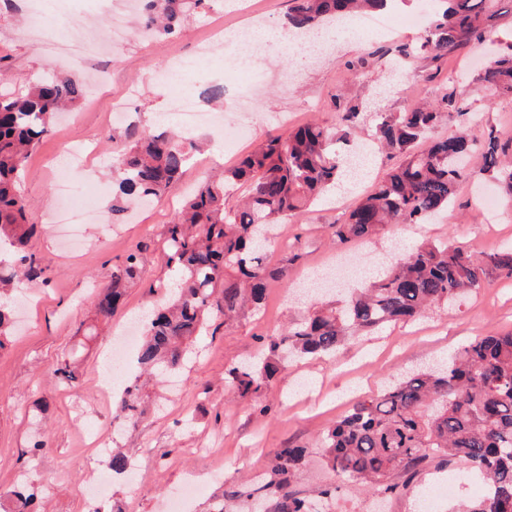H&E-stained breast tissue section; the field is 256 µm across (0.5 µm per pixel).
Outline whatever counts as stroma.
Segmentation results:
<instances>
[{"instance_id":"stroma-1","label":"stroma","mask_w":512,"mask_h":512,"mask_svg":"<svg viewBox=\"0 0 512 512\" xmlns=\"http://www.w3.org/2000/svg\"><path fill=\"white\" fill-rule=\"evenodd\" d=\"M243 2L208 0L205 9L176 34L155 38L149 46L132 38L114 42L104 30H97L103 77L88 90L71 120L59 121L38 143L17 184L19 194L31 203L29 221L34 226L25 250L45 273L26 287L33 303L22 307L20 317L28 321V330L15 334L0 351V494H8L22 481L32 482L44 490L40 512H92L86 487L99 472L107 471V448L94 452L86 448L82 437L86 429L101 430L107 447L124 448L137 474L133 482L113 479L104 512H111L116 500L124 512H167L169 500L190 480L202 487L191 512H207L213 495L262 474L273 449L294 445L305 446L309 453L293 487L312 494L331 479L319 439L346 413L351 398L377 394L388 381L448 357L474 337L512 331V278L495 275L451 307H436L416 321L348 340L333 357L291 360L275 382L247 399L228 394L226 368L254 357L258 336L278 332L308 313L310 304L301 287L336 262L332 227L343 221L359 197L358 191L342 190L281 225L282 235L292 244L285 248L270 244L269 257L272 267L284 270L285 276L270 282L262 311L247 308L231 322L212 321L208 335L171 383L145 388L146 412L137 425L115 417V400L102 398L98 386L108 379L115 390H122L138 370L131 362L123 372L114 371L108 359L111 331L81 347L80 331L93 317L91 299L109 281L113 268L136 250L143 274L113 316V329L159 303L165 285L174 279L161 250L168 224L186 196L233 159L224 153L222 134L208 128L191 131V138L204 141L205 147L195 153L179 185L159 202L135 206L126 223H109L115 186L106 173L122 146L123 129L108 125L107 114L113 98L133 86L137 89L133 109L141 128L181 130L180 118L171 110L174 90L156 79L166 64L165 55L172 50L191 54L213 24L242 23ZM422 4L423 0H409L406 7L390 12L395 23L390 35H367L356 49L331 41L315 61L296 59L291 52L266 51L242 66L230 49L216 47L182 88L197 94L223 86V100L212 102L210 108L223 113L228 123L239 119L243 107L256 111L250 137L236 149L240 155L278 132L282 115L298 124L316 122L334 128L339 122L335 101L359 105L370 115L396 113L435 99L446 86L455 89L479 126L496 129L502 142L512 141V100L495 97L478 82L481 67L473 63L471 51L440 59L421 52L403 66L395 65L390 47L421 41L422 27L404 26L400 20L418 13ZM32 8L33 0H12L10 7L0 9V56L6 57L15 85L22 87L62 70L78 76L89 71L85 53L61 58L47 52L39 34L30 28ZM349 60L362 63L365 77L346 69ZM79 143L90 146L88 167L71 181L70 192L78 200L94 193L99 199L94 218L80 227L81 244L74 250L58 236L50 217L58 206L55 182L67 163L66 150ZM479 187L498 198L501 217L490 226L488 238L477 244L475 256L512 244V194L482 174L459 185L440 223L388 225L356 245L352 258L366 270L393 241L413 246L450 237L468 241L481 227L482 215L475 205ZM73 350L81 373L78 396L51 375ZM264 406L269 409L265 415L260 412ZM37 434L47 438L49 449L34 462L28 449ZM449 479L455 496L437 502L433 512H450L453 502L478 498L482 492L477 475H452L433 462L404 493L388 500L346 486L332 500L329 512H424L430 490Z\"/></svg>"}]
</instances>
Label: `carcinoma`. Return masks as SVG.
Returning <instances> with one entry per match:
<instances>
[{
	"label": "carcinoma",
	"mask_w": 512,
	"mask_h": 512,
	"mask_svg": "<svg viewBox=\"0 0 512 512\" xmlns=\"http://www.w3.org/2000/svg\"><path fill=\"white\" fill-rule=\"evenodd\" d=\"M208 0H141L140 25L155 35H172ZM387 0H291L286 25L303 38L324 22L379 10ZM422 42L396 49L397 59L415 52L438 59L485 42L505 14L506 0H440ZM498 96L512 99V45L479 73ZM84 97V86L68 74L0 94V238L24 250L33 225L29 201L16 193L17 177L32 148L56 115ZM464 116L453 92L444 88L433 103L420 102L399 113L375 116V139L399 165L364 194L347 220L335 225L333 241L351 245L376 235L385 224H428L448 209L470 164L512 192V156L492 130L463 129L443 139L429 133L445 113ZM363 123L357 105L339 109V128L308 123L268 136L217 178L201 183L167 226L162 249L175 270L170 298L145 320L137 363L161 377L180 368L216 317L232 320L246 305L257 309L269 280L285 277L267 261L263 232L303 213L336 189L344 177V157L334 145L358 138ZM127 146L112 160V178L124 195L145 202L159 199L179 181L198 143L146 130L127 133ZM243 188L235 204L227 188ZM33 255L19 266H0V350L13 334L11 305L24 282L41 276ZM141 274L140 256L129 253L112 270L110 283L93 298V322L82 345L98 335L123 303L128 286ZM512 278V246L483 259L463 244H429L400 257L361 288H350L340 306L319 301L312 313L272 336L258 337L264 357L227 370L228 390L246 398L284 370L288 355H331L347 338L410 320L429 308L451 304L481 288L491 275ZM53 375L76 385V361L66 360ZM140 386L127 387L119 412L133 425L141 413ZM322 455L334 482L314 497L299 495L292 480L305 459L302 447L273 451L269 472L252 485H235L214 498L209 512H228L241 500L249 512H320L346 484L366 494L387 496L405 486L423 464L439 458L475 472L483 496L458 512H512V332L477 336L450 359L413 373L383 393L357 400L321 438ZM112 476L131 468L119 448L108 455ZM37 494L21 484L5 499L3 512H38Z\"/></svg>",
	"instance_id": "carcinoma-1"
}]
</instances>
